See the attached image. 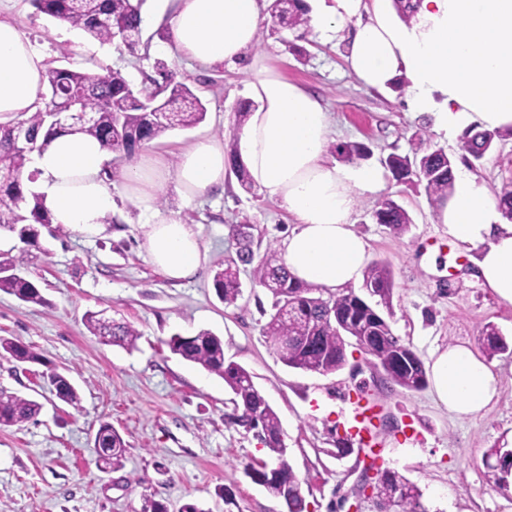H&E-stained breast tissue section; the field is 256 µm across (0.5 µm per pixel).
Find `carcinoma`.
I'll list each match as a JSON object with an SVG mask.
<instances>
[{
	"instance_id": "cac0c4a2",
	"label": "carcinoma",
	"mask_w": 512,
	"mask_h": 512,
	"mask_svg": "<svg viewBox=\"0 0 512 512\" xmlns=\"http://www.w3.org/2000/svg\"><path fill=\"white\" fill-rule=\"evenodd\" d=\"M145 0H30L37 12L82 30L86 36L102 44L119 42L133 51L142 39V6ZM268 12L274 21L287 30L308 31L310 18L303 0H271ZM161 79L147 77L140 87H133L118 70L106 75L83 69L49 67L45 73L47 93L44 107L23 119L40 149H45L58 133L51 129L46 112L51 104L63 102L74 95L80 97L79 107L92 113L94 120L65 132L97 139L119 160L131 159L136 151L156 137L175 129H188L201 123L206 106L185 83L175 79L163 62L155 63ZM14 124L0 125V229L19 237L29 246H39V236L19 235L18 225L27 224L52 234L61 227L52 226L48 211L39 196L24 192L26 173L32 151L13 142ZM500 132H477L466 137L464 149L476 161L482 160L492 148ZM393 176L404 182L423 185L429 200L436 204L453 190V162L442 149L426 151L413 157L391 153L383 159ZM504 217L512 221V181L503 183L497 197ZM377 223L393 234L404 233L412 220L395 200L382 202L375 212ZM236 256L224 260V268L216 271L213 286L217 296L233 304L241 295L239 264L253 262L252 240L247 233L239 234ZM25 257L0 260V291L15 296L24 303L42 305L45 300L40 289L21 275ZM253 282L264 288L272 298L269 319L262 328L266 342L288 367L321 374H330L347 364V347L357 342L371 356L373 365L383 370L386 381L407 390H421L427 385V374L420 357L396 336L383 314L367 303L353 288L334 292L333 304L322 301L319 287L300 282L286 269L277 251L271 247L253 269ZM363 288L377 296L386 309H391L393 278L390 266L384 261L369 265L364 271ZM87 329L94 335L110 336L114 345L131 348L138 332L127 324L112 323V331L104 332L102 319L89 313ZM293 340L288 350L279 348V339ZM481 344L488 356L509 350V345L497 328L486 325ZM167 345L181 358L198 364L224 379L234 394L235 413L232 419L254 433L271 454L272 461H252L244 465V474L263 486L275 498L288 501V512H306L302 482L287 459L280 419L262 392L250 381V373L241 365L224 358L222 340L209 330L196 335L172 336ZM16 362L37 359L26 345L0 337V355ZM56 397L74 405L78 394L70 380L59 373L51 376ZM38 402L0 391V425L10 426L32 419L39 413ZM107 444L108 452L99 460L119 464L125 442L112 425L100 426L95 444ZM488 455L497 458L494 484L507 492L512 488V448L504 442L491 448ZM376 498L380 512H426L421 504L418 487L404 476L392 472L379 473Z\"/></svg>"
}]
</instances>
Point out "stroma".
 Segmentation results:
<instances>
[{
    "instance_id": "stroma-1",
    "label": "stroma",
    "mask_w": 512,
    "mask_h": 512,
    "mask_svg": "<svg viewBox=\"0 0 512 512\" xmlns=\"http://www.w3.org/2000/svg\"><path fill=\"white\" fill-rule=\"evenodd\" d=\"M159 9L158 0H147L144 45L131 53L37 13L28 0H0V16L16 22L48 65L98 74L117 69L137 85L156 61L167 63L207 108L196 127L152 141V151L172 168L199 138L232 142L234 109L247 101L254 75L245 62L203 68L182 59L159 35L166 26ZM344 53L343 37L325 42L312 32L281 29L266 17L246 57L262 60L322 100L333 123L331 160H338L337 149L344 145L366 146L376 164L391 153H413L421 144L444 149L490 193L512 180V135L496 140L483 160L474 161L462 140L446 139L429 119L408 111L403 87L382 91L358 82ZM127 167L124 161L112 164L108 188L115 205L100 232L67 228L55 238L42 234L40 248H29L23 273L40 288L44 304L0 291V336L19 340L38 356L24 364L0 357V389L41 406L29 421L0 426V512H143L149 500L164 504L167 512H181L187 503L202 512H284L280 500L244 474L245 462L265 461L269 454L252 433L228 423L233 395L223 379L167 346L172 335L203 329L221 337L226 360L252 374L277 412L287 459L304 482L307 512H348L353 504L359 512H379L376 499L355 496L371 463L414 483L426 512H512V493L494 490L485 458L489 448L512 438V355L490 358L499 394L486 413L463 420L449 415L431 388L387 387L381 368L353 346L347 365L332 374L288 367L262 333L271 297L253 282L251 265L240 267L242 295L232 305L217 297L213 276L236 253L234 226L249 225L259 258L267 248H282L292 217L259 189L245 190L230 171L223 189L190 203L165 186L163 207L181 209L205 254L193 278L172 280L142 246L138 211L122 194ZM384 197L411 216L403 235L376 223L373 213ZM433 211L423 186L391 178L380 195L360 198L356 207V228L367 239L371 261L391 266L394 333L425 362L435 349L452 344L480 347L489 323L512 345V306L471 277L469 250L449 238ZM90 312L135 328V348L92 335L84 323ZM54 372L74 384L77 405L55 397L49 382ZM359 387L380 407V445L338 457L337 399ZM104 423L125 442L116 467L98 461L95 437ZM225 487L232 493L228 502L220 495Z\"/></svg>"
}]
</instances>
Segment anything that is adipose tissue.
Returning <instances> with one entry per match:
<instances>
[{"label": "adipose tissue", "instance_id": "obj_1", "mask_svg": "<svg viewBox=\"0 0 512 512\" xmlns=\"http://www.w3.org/2000/svg\"><path fill=\"white\" fill-rule=\"evenodd\" d=\"M174 49L189 61L233 64L257 38L260 0H161ZM316 33L353 26L346 50L351 74L385 89L405 80L406 104L432 117L453 138L478 130L512 128V0H419L402 22L392 0H325L313 12ZM249 118L236 132L237 154L251 183L276 199L294 219L282 258L296 279L336 290L357 282L369 246L352 221L359 196L385 185L382 167L339 164L326 156L330 116L321 99L276 71L253 63ZM42 54L7 18H0V123L43 107ZM109 153L91 137L61 134L29 165L54 224L78 231L103 225L114 200L103 170ZM228 158L222 140L203 137L180 157L175 172L149 154L123 174V190L144 222L143 246L168 278L193 277L202 261L198 235L180 211L163 209L158 193L167 177L185 200L224 185ZM454 240L475 251L474 277L500 301L512 304V221L477 176L455 174L454 188L438 206ZM427 377L449 414L487 410L498 394L495 373L467 344L436 351Z\"/></svg>", "mask_w": 512, "mask_h": 512}]
</instances>
